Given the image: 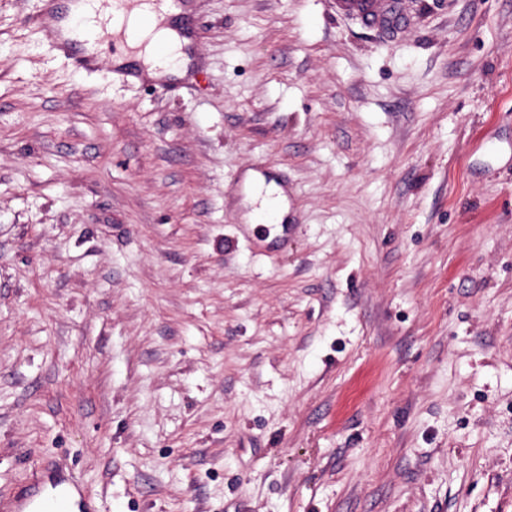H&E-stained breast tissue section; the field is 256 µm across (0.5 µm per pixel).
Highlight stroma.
I'll return each instance as SVG.
<instances>
[{"mask_svg": "<svg viewBox=\"0 0 512 512\" xmlns=\"http://www.w3.org/2000/svg\"><path fill=\"white\" fill-rule=\"evenodd\" d=\"M0 0V503L512 512V0H189L165 90ZM294 216L259 250L245 177ZM406 0H333L336 14L375 32H398L405 25ZM35 470L47 474L45 486L51 491L47 500L26 499L16 501L14 509L18 512H94L95 506L84 495L77 482H65L54 478L51 473L35 466Z\"/></svg>", "mask_w": 512, "mask_h": 512, "instance_id": "stroma-1", "label": "stroma"}]
</instances>
